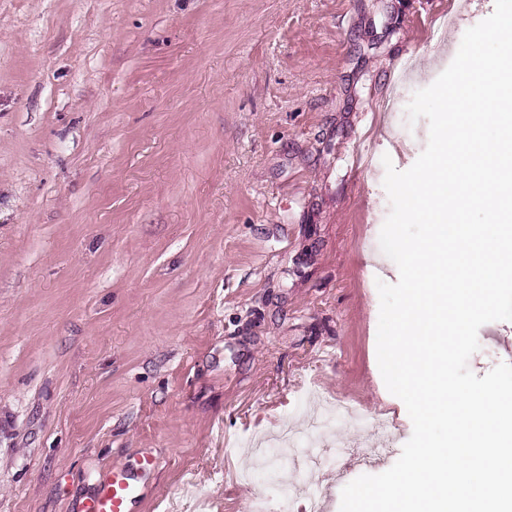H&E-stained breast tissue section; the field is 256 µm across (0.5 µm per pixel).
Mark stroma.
Segmentation results:
<instances>
[{"label": "stroma", "mask_w": 512, "mask_h": 512, "mask_svg": "<svg viewBox=\"0 0 512 512\" xmlns=\"http://www.w3.org/2000/svg\"><path fill=\"white\" fill-rule=\"evenodd\" d=\"M494 0H0V512H79L157 462L133 512L277 502L271 437L317 389L373 418L310 485L324 512L413 425L377 361L396 109ZM469 369L512 364V322Z\"/></svg>", "instance_id": "stroma-1"}]
</instances>
